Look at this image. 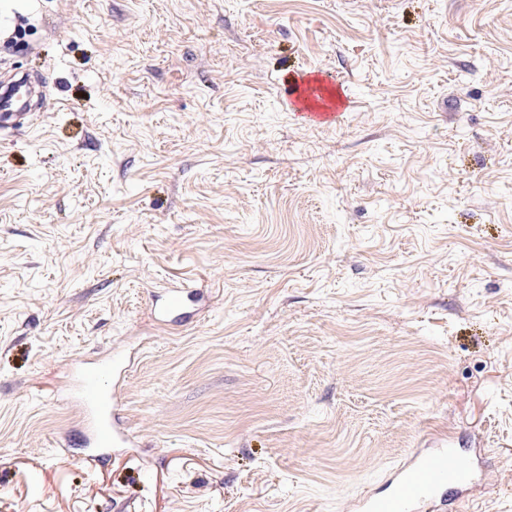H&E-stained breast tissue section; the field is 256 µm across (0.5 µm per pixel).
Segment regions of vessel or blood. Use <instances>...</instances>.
I'll use <instances>...</instances> for the list:
<instances>
[{
	"mask_svg": "<svg viewBox=\"0 0 512 512\" xmlns=\"http://www.w3.org/2000/svg\"><path fill=\"white\" fill-rule=\"evenodd\" d=\"M38 91L29 77H17L0 84V131L24 124L29 103ZM190 293L175 290L163 301L152 304V311L162 318L180 316ZM126 363L106 355L86 359L77 366L72 394L84 407L89 420L88 446L97 450L98 460L108 457V448L130 445L129 433L121 430L116 417V387ZM474 467L464 451L455 448H435L414 451L400 467L386 496L363 497L362 512H421L425 503L444 499L448 486L465 487L471 481Z\"/></svg>",
	"mask_w": 512,
	"mask_h": 512,
	"instance_id": "vessel-or-blood-1",
	"label": "vessel or blood"
}]
</instances>
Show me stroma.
<instances>
[{
  "instance_id": "obj_1",
  "label": "stroma",
  "mask_w": 512,
  "mask_h": 512,
  "mask_svg": "<svg viewBox=\"0 0 512 512\" xmlns=\"http://www.w3.org/2000/svg\"><path fill=\"white\" fill-rule=\"evenodd\" d=\"M16 71L0 512H354L416 448L512 512V0H0ZM109 350L134 445L91 466L64 391ZM46 88L45 83L38 87L31 79L22 75L0 86V131L24 124L28 117L29 103L34 94ZM189 296V291L185 289L174 290L168 293L160 303H152L151 310L161 318L180 316L189 300Z\"/></svg>"
}]
</instances>
